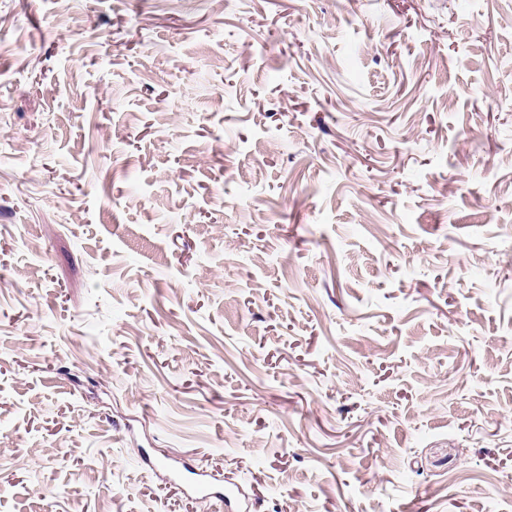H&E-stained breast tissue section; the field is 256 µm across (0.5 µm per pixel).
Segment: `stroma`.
Here are the masks:
<instances>
[{"label": "stroma", "mask_w": 512, "mask_h": 512, "mask_svg": "<svg viewBox=\"0 0 512 512\" xmlns=\"http://www.w3.org/2000/svg\"><path fill=\"white\" fill-rule=\"evenodd\" d=\"M512 512V0H0V512Z\"/></svg>", "instance_id": "obj_1"}]
</instances>
